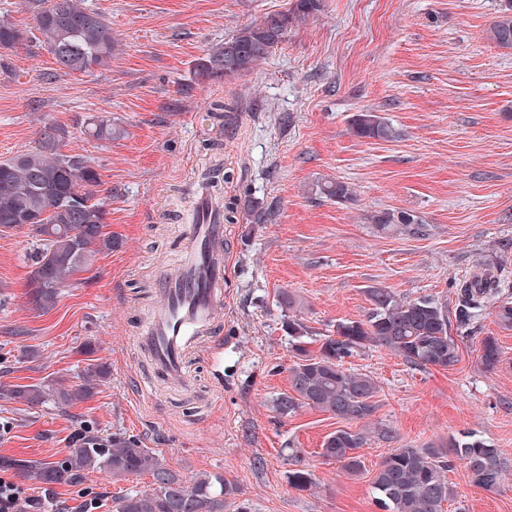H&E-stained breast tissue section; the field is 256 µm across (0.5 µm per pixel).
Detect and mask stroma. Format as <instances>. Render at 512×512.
Instances as JSON below:
<instances>
[{
  "mask_svg": "<svg viewBox=\"0 0 512 512\" xmlns=\"http://www.w3.org/2000/svg\"><path fill=\"white\" fill-rule=\"evenodd\" d=\"M288 0H83L112 27L108 67L62 75L38 41L0 51V158L32 149L44 123L71 132L66 150L87 157L108 194L106 230L117 249L97 255L50 311L26 296L30 226L0 232V385L76 382L90 364L110 376L68 414L0 399L12 424L0 456L58 461L83 436L122 432L164 457L184 480L202 472L233 481L254 512H379L373 470L396 448L449 447L475 437L496 448L512 475V330L483 313L452 330L459 361L419 369L372 346L347 362L378 384L371 435L357 475L320 455L342 428L311 408L280 417L295 358L282 328L281 292L300 296L314 338L364 319L366 290L404 299L454 300L455 284L490 271L512 301V49L490 28L505 0H324L251 74L195 82L193 65L243 25L285 10ZM235 105L225 116L221 104ZM374 112L397 128L391 142L354 136L350 121ZM108 116L124 130L112 141L83 132ZM223 161L224 305L214 337L186 358L191 391L159 388L136 345L158 297L159 265L185 232L198 176ZM348 184L352 201L320 197L321 182ZM274 203L273 223H250L245 200ZM407 211L426 236L388 235L366 221ZM502 361H479L483 337ZM313 473L310 490L289 487L294 466ZM445 512H512V479L494 491L448 474ZM149 475L113 481L92 472L56 484L58 500L102 498L100 512Z\"/></svg>",
  "mask_w": 512,
  "mask_h": 512,
  "instance_id": "1",
  "label": "stroma"
}]
</instances>
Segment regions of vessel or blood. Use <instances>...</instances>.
Masks as SVG:
<instances>
[{"mask_svg":"<svg viewBox=\"0 0 512 512\" xmlns=\"http://www.w3.org/2000/svg\"><path fill=\"white\" fill-rule=\"evenodd\" d=\"M223 285L224 202L200 183L178 261L161 269L156 279L159 302L136 338L161 381L189 389L184 354L198 338L214 333L222 318Z\"/></svg>","mask_w":512,"mask_h":512,"instance_id":"vessel-or-blood-1","label":"vessel or blood"}]
</instances>
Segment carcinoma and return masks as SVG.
I'll return each mask as SVG.
<instances>
[{"label": "carcinoma", "mask_w": 512, "mask_h": 512, "mask_svg": "<svg viewBox=\"0 0 512 512\" xmlns=\"http://www.w3.org/2000/svg\"><path fill=\"white\" fill-rule=\"evenodd\" d=\"M34 17L40 42L52 55L63 75L105 68L112 60V27L100 14L81 6L79 0H42ZM323 0H291L284 11L251 23L209 49L196 60L197 81H232L253 71L273 51L287 41L290 33L307 18L322 11ZM28 31L19 28L8 15H0V49H13L27 40ZM491 40L501 48H512V3L497 17L490 29ZM52 130L37 145L9 158H0V232L29 224L36 233L32 270L27 281L31 308L47 312L59 302L62 289L74 284V276L92 265L97 254L119 247V241L104 232L107 209L99 197V173L80 155L63 152L70 130L47 122ZM90 137L110 141L122 130L112 118L97 116L86 126ZM353 133L360 138L391 141L400 133L373 112H358L351 120ZM323 197L338 204L352 200L353 191L341 181L319 186ZM252 224H268L275 212L249 202ZM369 223L387 234L426 235V222L407 212H376ZM499 281L474 276L456 289L453 309L456 324L468 329L482 315L488 299L498 294ZM370 311L363 320L340 321L332 333L319 342L317 351L308 348L310 330L299 317L302 299L288 292L280 297L285 330L297 358L289 371L291 393L276 399L282 416L308 407L342 421L369 423L374 415L377 382L369 375L345 367L346 359L372 345L383 347L406 363L421 368L448 369L459 362L458 345L448 335V301L434 297L404 299L387 288L367 290ZM495 322L512 330V301H502L493 310ZM480 362L488 370L501 362L497 339L482 340ZM107 368L85 367L79 382L53 380L46 384L3 385L0 396L30 408L51 406L67 410L90 399L106 382ZM368 430L338 429L322 445L321 456L356 475L364 468L360 449L367 444ZM455 459L463 461L465 476L486 490L499 488L504 467L497 451L473 438L455 445ZM0 466L13 469L33 484L62 483L84 473L105 471L115 481L147 473V490H129L115 504L116 512H252L249 501L238 498L236 484L218 473L203 472L186 484L165 458L142 447L121 432L112 438L87 436L61 461L3 458ZM454 466L448 451L428 448H396L376 465L371 480L372 493L382 512H444L453 490L446 472ZM288 486L303 491L313 485L310 470H288Z\"/></svg>", "instance_id": "obj_1"}]
</instances>
